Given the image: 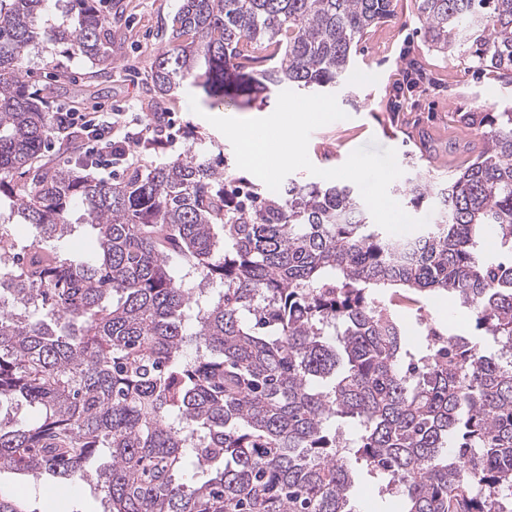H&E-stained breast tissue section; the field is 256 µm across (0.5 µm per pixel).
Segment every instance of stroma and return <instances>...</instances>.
<instances>
[{
    "mask_svg": "<svg viewBox=\"0 0 512 512\" xmlns=\"http://www.w3.org/2000/svg\"><path fill=\"white\" fill-rule=\"evenodd\" d=\"M105 5L106 16L122 20L113 29L119 51L111 71L94 75L90 62L79 55H40L29 64L30 84L57 108L123 112L128 119L140 120L144 117L141 103L150 89V62L162 46L161 31L171 26L179 0H105ZM417 5L418 0H398L396 17L372 27L354 48L344 90L337 96L346 117L314 130L309 139L308 156L316 167H338L354 150L373 144L394 149L400 156L401 181L430 183L434 177L424 168L421 152L444 165L463 160L464 147L482 145V129L461 122V113L512 111V84L506 75L480 72L463 51L444 57L428 50ZM409 60L421 63L427 81L416 92L394 97L393 86ZM191 93V88H183L168 104L171 122L184 135L182 142L158 154L137 150L138 162L184 155L197 139L205 137L210 160L229 184L252 181L251 173L237 167L229 140L191 111ZM390 130L395 133L391 139L386 136ZM401 181L390 184L391 197H398ZM422 313L438 326L469 339L479 335L470 312L449 308L447 295H426ZM352 468V496L358 512H387L394 497L384 482L360 463H353ZM0 492L25 498L31 512H102L100 496L91 489L65 487L48 499L27 477L10 470L0 472Z\"/></svg>",
    "mask_w": 512,
    "mask_h": 512,
    "instance_id": "obj_1",
    "label": "stroma"
}]
</instances>
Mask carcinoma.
<instances>
[{
  "mask_svg": "<svg viewBox=\"0 0 512 512\" xmlns=\"http://www.w3.org/2000/svg\"><path fill=\"white\" fill-rule=\"evenodd\" d=\"M418 12L430 50L512 73V0ZM394 17V0H181L149 124L187 83L212 106L333 91ZM59 45L112 67L97 0H0V250L16 260L0 268V471L46 494L93 480L103 512H355L354 448L400 512H512V112L463 113L484 147L446 182L402 187L437 210L403 259L354 188L242 196L203 139L112 183L76 135L74 166L36 165L57 120L27 60ZM82 225L83 255L67 247ZM488 225L508 260L484 256ZM385 288L453 295L495 349L424 322L411 353Z\"/></svg>",
  "mask_w": 512,
  "mask_h": 512,
  "instance_id": "obj_1",
  "label": "carcinoma"
}]
</instances>
